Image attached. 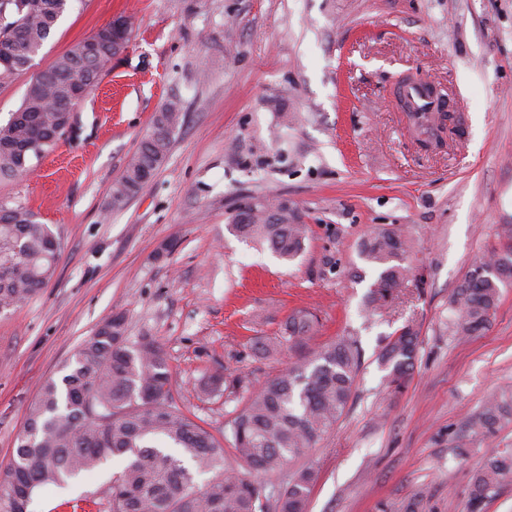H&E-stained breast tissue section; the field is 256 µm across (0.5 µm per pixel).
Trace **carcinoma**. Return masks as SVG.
Masks as SVG:
<instances>
[{
  "mask_svg": "<svg viewBox=\"0 0 512 512\" xmlns=\"http://www.w3.org/2000/svg\"><path fill=\"white\" fill-rule=\"evenodd\" d=\"M14 9L0 23V83L26 70L51 36L69 0H12ZM120 48L99 28L74 49L60 55L41 79L30 83L18 112L0 126V176L12 178L28 168L22 148L45 153L58 143L48 132L59 112L75 107L73 86H96L102 69ZM180 107L166 104L152 119L151 131L138 144L121 176L112 183V200L123 203L141 192L160 168L180 124ZM233 231L285 260L299 255L307 224L293 208L250 196L231 216ZM60 237L21 202H0V312L37 294L53 278ZM412 249L398 230L383 228L363 240L360 258L376 269L367 309L381 311L414 277L406 263ZM498 269H472L449 298L451 325L458 336L488 328L500 300V285L512 280V247L491 256ZM317 315L292 311L284 322L280 344H300L317 331ZM126 317L116 312L87 337L61 380L44 381L31 403L13 455L0 469V512H27L34 493L61 485L114 457L125 459L112 477L106 512H262L261 478L279 474L332 429L344 414L361 366L355 343L338 337L323 344L310 361L286 369L254 391L227 421L224 440L231 443L239 469L224 468V444L183 412L171 389L167 354L156 340L143 336L131 343ZM418 345L416 332L405 327L379 356L393 394L408 386ZM242 374L212 375L206 395L235 394L248 389ZM512 424V391L496 392L469 415L470 439L488 444ZM210 473L200 486L184 460ZM318 474L303 467L281 483L269 512H307ZM506 484H512V450L484 449L472 473L467 512H485Z\"/></svg>",
  "mask_w": 512,
  "mask_h": 512,
  "instance_id": "obj_1",
  "label": "carcinoma"
}]
</instances>
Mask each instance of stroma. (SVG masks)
<instances>
[{
	"mask_svg": "<svg viewBox=\"0 0 512 512\" xmlns=\"http://www.w3.org/2000/svg\"><path fill=\"white\" fill-rule=\"evenodd\" d=\"M127 48L79 103L72 129L0 181L62 250L52 280L0 314V464L17 444L40 384L96 326L124 313L130 341L167 353L173 394L216 437L243 396L205 397L224 369L261 385L353 338L362 366L348 410L304 460L318 472L308 512H466L484 451L454 448L468 415L512 387V284L488 329L448 326V297L492 252L512 244V0H70L29 70L0 85V125L36 70L117 15ZM445 94L442 145L422 148L395 99L406 73ZM181 122L149 186L120 205L111 187L155 112ZM296 122L279 127L278 115ZM249 196L288 198L309 226L285 261L237 237L228 219ZM379 227L413 242L415 278L382 314L365 298L376 272L359 256ZM319 330L266 355L292 310ZM418 334L407 389L390 395L377 357L404 326ZM115 458L70 488L47 486L29 512H98Z\"/></svg>",
	"mask_w": 512,
	"mask_h": 512,
	"instance_id": "1",
	"label": "stroma"
}]
</instances>
